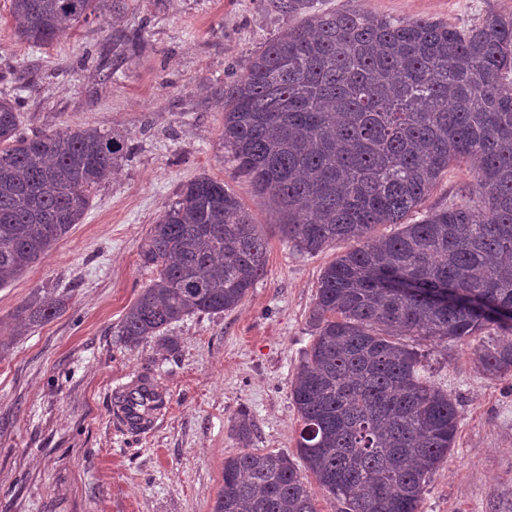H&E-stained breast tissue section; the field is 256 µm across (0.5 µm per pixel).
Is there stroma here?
<instances>
[{"label": "stroma", "instance_id": "35a3bbf8", "mask_svg": "<svg viewBox=\"0 0 512 512\" xmlns=\"http://www.w3.org/2000/svg\"><path fill=\"white\" fill-rule=\"evenodd\" d=\"M359 4L458 28L512 14V0ZM9 7L0 0V98L23 99L22 132L96 127L128 134L131 151L82 223L0 288L2 323L34 291L66 301L55 319L0 350V512H211L225 458L246 448L296 457L290 385L313 340L320 274L349 248L293 249L266 199L218 150L216 91L297 20L269 0H123L108 21L32 48L14 37ZM132 32L135 50L104 73L100 49ZM204 173L262 225L266 274L234 309L185 317L126 346L116 328L152 277L140 246L181 186ZM421 347L432 381L461 414L421 512H512V377L485 375L467 345ZM142 379L165 405L134 432L115 398ZM243 410L253 423L246 444L232 430Z\"/></svg>", "mask_w": 512, "mask_h": 512}]
</instances>
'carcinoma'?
<instances>
[{
  "instance_id": "obj_1",
  "label": "carcinoma",
  "mask_w": 512,
  "mask_h": 512,
  "mask_svg": "<svg viewBox=\"0 0 512 512\" xmlns=\"http://www.w3.org/2000/svg\"><path fill=\"white\" fill-rule=\"evenodd\" d=\"M118 0H11L15 36L45 47ZM299 18L254 53L215 99L220 148L248 176L294 249L356 246L321 272L315 330L290 397L305 470L344 512H419L455 447L457 403L401 336L470 344L491 378L512 376V14L466 28L394 21L350 5L271 0ZM130 151L112 130L27 137L0 100V287L73 225ZM476 162L459 200L408 221L452 163ZM378 224H397L374 237ZM267 240L224 183L183 184L139 251L154 273L117 326L135 347L189 315L237 307L266 272ZM65 308L34 294L0 327V348ZM142 382L118 407L133 430ZM212 512H317L281 453L224 460Z\"/></svg>"
}]
</instances>
